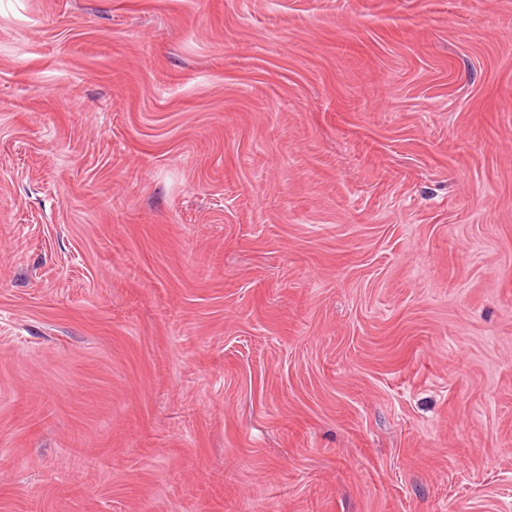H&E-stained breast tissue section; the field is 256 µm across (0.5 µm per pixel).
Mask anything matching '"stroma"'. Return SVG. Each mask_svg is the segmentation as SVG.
<instances>
[{
    "label": "stroma",
    "instance_id": "obj_1",
    "mask_svg": "<svg viewBox=\"0 0 512 512\" xmlns=\"http://www.w3.org/2000/svg\"><path fill=\"white\" fill-rule=\"evenodd\" d=\"M0 512H512V0H0Z\"/></svg>",
    "mask_w": 512,
    "mask_h": 512
}]
</instances>
